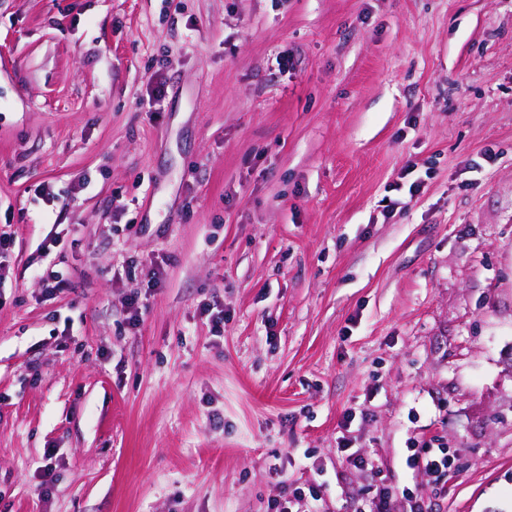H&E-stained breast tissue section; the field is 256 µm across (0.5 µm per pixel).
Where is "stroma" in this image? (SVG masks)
Masks as SVG:
<instances>
[{
    "label": "stroma",
    "instance_id": "1",
    "mask_svg": "<svg viewBox=\"0 0 512 512\" xmlns=\"http://www.w3.org/2000/svg\"><path fill=\"white\" fill-rule=\"evenodd\" d=\"M0 234V512H512V0H0ZM411 466H422L423 469L435 477L436 481L451 478L454 475V458L446 448H428L424 455L409 458Z\"/></svg>",
    "mask_w": 512,
    "mask_h": 512
}]
</instances>
